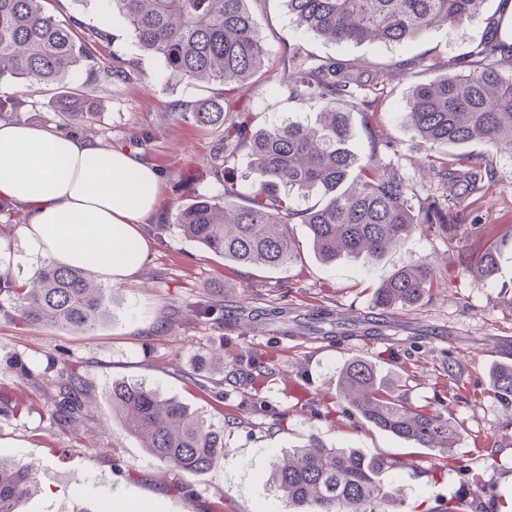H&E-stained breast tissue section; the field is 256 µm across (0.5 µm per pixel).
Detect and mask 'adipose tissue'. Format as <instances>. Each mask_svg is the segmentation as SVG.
I'll use <instances>...</instances> for the list:
<instances>
[{
	"instance_id": "1",
	"label": "adipose tissue",
	"mask_w": 512,
	"mask_h": 512,
	"mask_svg": "<svg viewBox=\"0 0 512 512\" xmlns=\"http://www.w3.org/2000/svg\"><path fill=\"white\" fill-rule=\"evenodd\" d=\"M158 171L127 149L23 123L0 122V199L22 208L28 264L93 268L121 283L149 256L145 224Z\"/></svg>"
}]
</instances>
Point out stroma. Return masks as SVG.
Listing matches in <instances>:
<instances>
[{
  "label": "stroma",
  "mask_w": 512,
  "mask_h": 512,
  "mask_svg": "<svg viewBox=\"0 0 512 512\" xmlns=\"http://www.w3.org/2000/svg\"><path fill=\"white\" fill-rule=\"evenodd\" d=\"M260 19L267 48V77L276 76L298 34L282 0H247ZM46 9L63 24L79 20V37L95 62L129 61L124 83L96 81L88 66L68 79L81 88L97 112L76 134L115 147L143 139V160L161 172V195L148 218L154 246L133 279L113 286L112 317L94 330L26 325L0 308V390L22 395L31 412L0 403V456L36 467L37 488L17 512H289L274 490V463L310 436L333 448L410 461L395 473L404 488L403 512H448V500L466 493L473 512H492L494 499L512 502V406L492 393L488 367L512 364V156L496 159L499 180L480 203L475 225L457 239L435 231L411 236L370 264L341 259L322 262L310 247L306 225L294 227L302 260L286 270L241 266L185 238L175 223L177 207L200 194H215L214 152L222 130L176 120L179 105H198L205 88L167 77L160 59L135 47L123 18L102 19L94 0H48ZM499 21V35L512 45V17L505 0H486L480 15L460 27L442 26L393 45L337 44L308 39L317 56H335L373 69L384 68L388 96L378 120L396 147L393 160L419 195L431 178L424 150L403 120L405 99L419 76L408 63H445L471 51L487 18ZM109 31L107 41L95 29ZM254 124L284 120L315 124L320 104L300 105L256 92ZM0 120L57 128L52 87L0 79ZM502 238L495 278L484 284L459 270L461 254L487 238ZM434 263L436 283L420 305L377 312L374 290L412 260ZM213 306L210 317L193 315L195 305ZM339 316L360 317L363 327L379 322L380 335L354 340L347 329L326 324L314 330L320 307ZM280 307L282 318L260 324L254 311ZM254 352L276 373L261 384L257 403L247 401L230 379L232 359ZM66 357L99 398L77 423L66 427L54 416L55 391L47 385L52 361ZM353 357L376 363L394 384L405 385L409 402L425 408L445 401L447 414L462 428L456 448L466 469L449 467L438 452L382 432L343 415L336 396L342 364ZM223 382L216 397L208 379ZM117 380L145 384L177 398L224 430V454L206 473L171 470L143 448L113 417L101 394Z\"/></svg>",
  "instance_id": "stroma-1"
}]
</instances>
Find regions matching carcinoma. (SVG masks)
<instances>
[{"instance_id": "carcinoma-1", "label": "carcinoma", "mask_w": 512, "mask_h": 512, "mask_svg": "<svg viewBox=\"0 0 512 512\" xmlns=\"http://www.w3.org/2000/svg\"><path fill=\"white\" fill-rule=\"evenodd\" d=\"M46 0H0V73L58 89L59 126L86 121L85 98L68 86L71 72L92 58L86 44L45 9ZM102 14L118 12L135 46L161 58L169 76L193 85L218 84L237 90L258 87L265 75L267 49L260 22L247 0H98ZM304 35L339 44L403 43L440 26L475 19L485 0H283ZM479 49L438 66L440 73L415 83L405 102L408 128L426 147L425 164L432 192L416 199L407 178L388 160L393 145L374 139L370 156L359 159L349 148V113H374L386 98L384 75L373 76L355 63L309 53L302 41L289 46L288 62L268 87L269 97L285 96L298 104L328 103L317 125L284 121L256 129L252 111L239 97L208 98L182 111L183 120L224 131V160L213 168L224 194L205 196L175 213L186 238L239 265L287 269L301 260L293 225L309 230L313 251L324 262L341 257L376 261L425 229L449 237L472 220L476 202L495 186L494 154L512 152V72L494 58L495 21ZM93 77L125 82L129 70L92 66ZM481 143L483 153H434L442 145ZM248 150L250 169L241 181L225 175L239 149ZM301 196L316 195L300 209L281 188ZM498 242H491L461 263L477 280L491 278L497 267ZM433 265L426 257L403 266L375 290L379 309L411 307L433 285ZM85 268L49 263L32 279L18 284L0 277V294L16 304L25 324H45L88 331L110 318L111 300ZM248 372L238 385L256 389L272 374L256 354L239 357ZM57 378L55 416L75 422L76 411L96 395L71 371L64 358L54 360ZM489 382L495 396L512 405V366L494 364ZM339 395L351 413L368 425L420 448L448 456L458 465L454 448L458 426L443 412L418 409L405 394L386 385L375 366L351 359L339 371ZM112 413L166 466L188 474L204 472L224 454V430L195 414L187 404L165 398L139 383L114 382L104 392ZM408 462L366 456L350 448H330L312 438L288 451L274 467L272 482L295 512H385L402 502L394 472ZM36 481L31 468L0 458V512H16Z\"/></svg>"}]
</instances>
